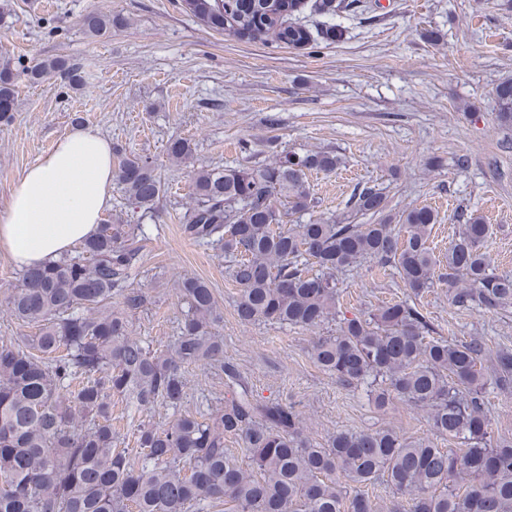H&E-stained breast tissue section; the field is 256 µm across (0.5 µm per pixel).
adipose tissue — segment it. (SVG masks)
<instances>
[{"instance_id":"ef3b65f1","label":"adipose tissue","mask_w":512,"mask_h":512,"mask_svg":"<svg viewBox=\"0 0 512 512\" xmlns=\"http://www.w3.org/2000/svg\"><path fill=\"white\" fill-rule=\"evenodd\" d=\"M112 146L90 130L59 139L26 169L0 210V254L26 269L92 237L111 206Z\"/></svg>"}]
</instances>
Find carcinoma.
I'll return each mask as SVG.
<instances>
[{
  "instance_id": "carcinoma-1",
  "label": "carcinoma",
  "mask_w": 512,
  "mask_h": 512,
  "mask_svg": "<svg viewBox=\"0 0 512 512\" xmlns=\"http://www.w3.org/2000/svg\"><path fill=\"white\" fill-rule=\"evenodd\" d=\"M209 24L242 34L275 29L290 46L335 41L332 25L316 32L290 21L299 0H185ZM118 19L90 12L93 36L112 32ZM57 75L77 88L80 67L64 57L22 71L0 62V123L15 111L20 80ZM499 120L512 126V79L495 88ZM186 160L191 142L167 148ZM336 156L320 151L285 154L273 165L201 170L195 205L183 217L188 241L219 249L239 287L242 323L268 322L336 332L318 336L313 362L344 386H365L379 408L396 402L423 408L429 429L411 438L394 430H346L317 445L303 435L299 414L278 399L256 398L224 343L211 335L220 320L212 289L185 276L177 284L187 311L172 348L153 351L132 336L129 313L144 295L126 287L142 251L139 224H101L98 233L65 254L20 274L6 298L9 315L32 336L0 342V512H375L351 485L379 480L391 489L388 512H512V438L494 435L486 406L487 381L512 388V351L491 353L479 338L448 341L415 304L394 300L363 316L337 319L336 272L369 259L397 270L413 294L448 283L455 303L495 312L512 303V274L494 272L483 251L486 225L471 217L434 256L429 236L437 216L413 207L394 225L382 218L384 194L364 187L357 211L377 224L312 221L291 227L288 213L314 207L311 172H332ZM118 182L128 199L151 213L164 187L147 156L123 158ZM121 299L115 310L112 299ZM220 371L231 398L208 417L185 412L165 427L143 425L135 448L116 447L112 408L184 403L185 368ZM243 442L249 463L224 447ZM459 442L441 448L438 441Z\"/></svg>"
}]
</instances>
